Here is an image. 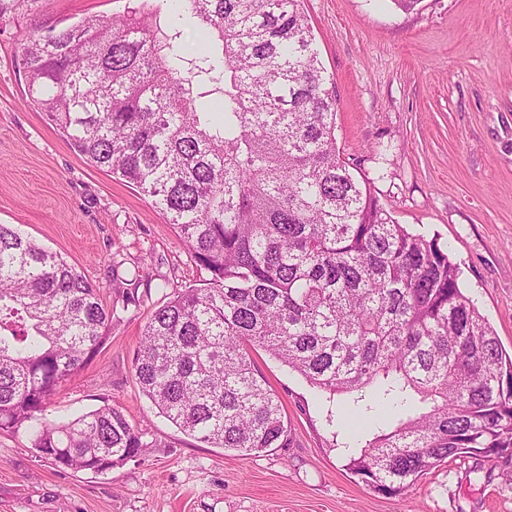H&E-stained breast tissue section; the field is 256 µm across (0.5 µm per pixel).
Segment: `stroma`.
<instances>
[{
  "instance_id": "35a3bbf8",
  "label": "stroma",
  "mask_w": 512,
  "mask_h": 512,
  "mask_svg": "<svg viewBox=\"0 0 512 512\" xmlns=\"http://www.w3.org/2000/svg\"><path fill=\"white\" fill-rule=\"evenodd\" d=\"M131 0H0V224L61 256L115 309L93 361L54 397L81 412L109 395L149 448L107 474L36 458L26 432L0 433V512H512L500 468L453 458L385 496L346 468L315 396L262 350L253 360L279 396L290 444L244 455L198 442L143 394L134 358L153 310L205 279L148 198L75 151L29 103L21 47L32 30L122 15ZM334 76L341 155L373 182L398 223L438 238L460 283L512 349V0H303ZM140 294L139 308L124 309Z\"/></svg>"
}]
</instances>
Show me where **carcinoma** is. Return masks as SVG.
Listing matches in <instances>:
<instances>
[{
	"label": "carcinoma",
	"instance_id": "1",
	"mask_svg": "<svg viewBox=\"0 0 512 512\" xmlns=\"http://www.w3.org/2000/svg\"><path fill=\"white\" fill-rule=\"evenodd\" d=\"M205 51L141 4L33 32L32 104L93 166L151 199L209 277L145 324L136 379L184 434L288 447L262 349L317 391L375 388L394 427L348 469L396 495L461 454L512 473V354L435 237L410 232L340 155L336 83L302 0H177ZM208 87L202 92L200 88ZM216 94L220 111L202 98ZM113 308L62 256L0 224V432L61 470L106 473L147 442L109 398L46 418L107 340Z\"/></svg>",
	"mask_w": 512,
	"mask_h": 512
}]
</instances>
